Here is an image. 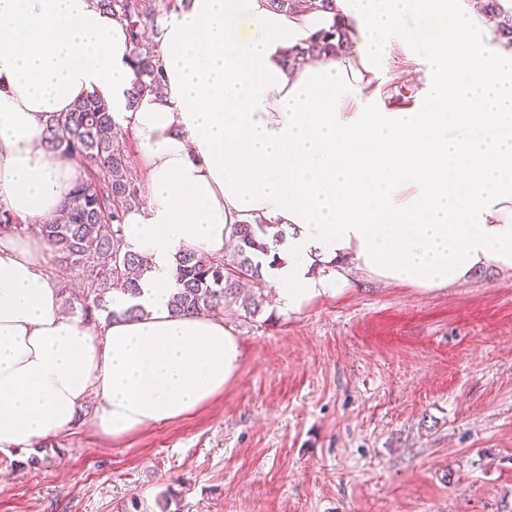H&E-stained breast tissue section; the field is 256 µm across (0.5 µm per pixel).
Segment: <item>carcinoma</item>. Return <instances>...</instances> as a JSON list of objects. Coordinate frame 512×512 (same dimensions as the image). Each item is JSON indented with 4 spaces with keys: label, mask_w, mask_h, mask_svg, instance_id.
<instances>
[{
    "label": "carcinoma",
    "mask_w": 512,
    "mask_h": 512,
    "mask_svg": "<svg viewBox=\"0 0 512 512\" xmlns=\"http://www.w3.org/2000/svg\"><path fill=\"white\" fill-rule=\"evenodd\" d=\"M278 10L303 12L334 10V0H269ZM97 5L124 22L133 46L131 65L136 80L127 92L129 107L145 94L161 95L165 77L157 64L160 42L146 39L154 25L157 0H97ZM489 20L498 37L512 43V0H487ZM347 30L334 23L316 34L308 48L291 50L286 62L326 54L348 52ZM126 130L112 119L108 102L91 95L59 115L47 128L46 148L51 156L82 159L89 163L88 174L79 180L58 214L43 224H20L0 209V226H10L19 235L40 237L58 256L64 267H79L86 273L87 289L80 304L83 320H96L104 311L106 319L133 318L143 313L138 305L118 312L109 308L106 296L121 293L131 298L141 293L143 279L152 269L150 257L120 241L126 215L140 205V188L129 176L130 155ZM283 239V229L262 219L235 224L232 254L209 257L185 250L175 257V290L172 309L183 314H215L226 305L240 307L251 319L261 314V306L243 290L246 280H263L262 258L270 255L269 242Z\"/></svg>",
    "instance_id": "1"
}]
</instances>
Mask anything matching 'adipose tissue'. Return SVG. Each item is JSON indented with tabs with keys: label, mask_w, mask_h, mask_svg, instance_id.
<instances>
[{
	"label": "adipose tissue",
	"mask_w": 512,
	"mask_h": 512,
	"mask_svg": "<svg viewBox=\"0 0 512 512\" xmlns=\"http://www.w3.org/2000/svg\"><path fill=\"white\" fill-rule=\"evenodd\" d=\"M334 5L186 0L161 32L164 94L132 107V45L95 0H0V207L24 224L56 215L78 169L50 156L46 129L100 95L137 138L148 204L123 238L152 262L140 295L113 303L143 315L98 329L64 311L44 242L0 234V452L71 428L89 401L97 430L123 438L222 394L241 346L222 319L171 311L173 263L185 248L223 256L242 221L288 230L267 270L288 314L353 268L425 290L512 270V44L481 0ZM336 16L353 54L286 64ZM434 19L439 44L421 37ZM401 40L426 88L391 111L372 86ZM335 0H269L271 7L278 10H289L292 12H303L309 10H320L330 12L334 10Z\"/></svg>",
	"instance_id": "ef3b65f1"
}]
</instances>
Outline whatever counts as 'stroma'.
I'll list each match as a JSON object with an SVG mask.
<instances>
[{
    "instance_id": "obj_1",
    "label": "stroma",
    "mask_w": 512,
    "mask_h": 512,
    "mask_svg": "<svg viewBox=\"0 0 512 512\" xmlns=\"http://www.w3.org/2000/svg\"><path fill=\"white\" fill-rule=\"evenodd\" d=\"M395 56L377 99L408 109ZM224 322L239 374L189 415L113 439L93 405L67 433L0 452V512H512V274L423 290L352 276L284 314Z\"/></svg>"
}]
</instances>
